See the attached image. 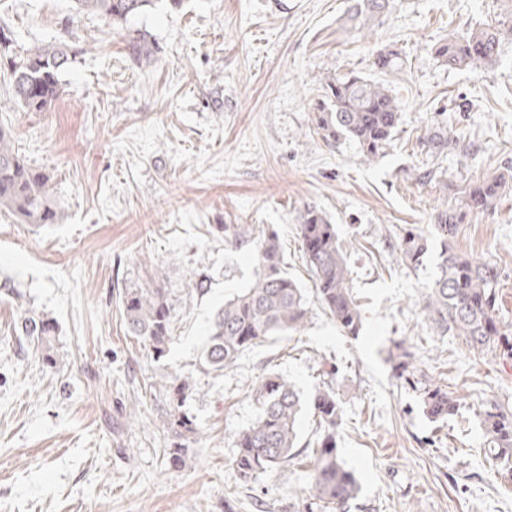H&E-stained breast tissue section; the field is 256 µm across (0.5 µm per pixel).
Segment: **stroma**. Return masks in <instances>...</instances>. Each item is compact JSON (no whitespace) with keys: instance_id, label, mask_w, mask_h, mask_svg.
I'll return each mask as SVG.
<instances>
[{"instance_id":"1","label":"stroma","mask_w":512,"mask_h":512,"mask_svg":"<svg viewBox=\"0 0 512 512\" xmlns=\"http://www.w3.org/2000/svg\"><path fill=\"white\" fill-rule=\"evenodd\" d=\"M354 0H154L114 25L74 15L72 0H0V27L26 46L78 49L44 112L11 101L0 122L31 167L49 173L62 215L29 226L0 213V512H322L309 452L240 485L237 441L258 415L252 386L276 373L302 397L333 386L338 454L371 512H512V481L490 455L483 412H512V362L469 352L421 314L422 272L395 261L403 228L427 233L436 206L459 208L471 184L512 170V0H389L364 27ZM506 33L495 66L454 69L434 50L485 25ZM152 65L128 48L139 33ZM405 64L389 75L377 50ZM384 83L400 106L385 152L365 160L330 143L316 106L329 77ZM449 138L440 149L432 135ZM336 226L363 316L344 333L310 303L305 328L244 353L223 375L200 370L217 308L254 278L252 247L224 225L276 232L289 275L312 290L297 227L307 210ZM457 252L497 264L499 312L512 326V190L468 216ZM162 289L173 316L165 357L125 331L123 292ZM53 318L54 364L19 330ZM405 342L425 376L460 401L434 422L389 355ZM190 379L196 432L169 465L171 411L156 382Z\"/></svg>"}]
</instances>
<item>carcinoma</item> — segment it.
<instances>
[{"label":"carcinoma","mask_w":512,"mask_h":512,"mask_svg":"<svg viewBox=\"0 0 512 512\" xmlns=\"http://www.w3.org/2000/svg\"><path fill=\"white\" fill-rule=\"evenodd\" d=\"M153 0H73L75 12L94 13L117 23L142 12ZM387 0H357L350 21L359 24L377 18ZM501 29L490 25L465 36H458L435 48L437 59L451 67L494 66L499 55ZM134 56L152 63L155 50L146 36L129 41ZM76 58L65 42L17 49L16 42L0 28V64L7 66L15 102L30 112H44L61 92L59 75ZM374 68L391 73L403 67L397 54L379 51ZM327 101L317 107V128L327 140L353 141L366 160L383 153L400 120V107L389 89L351 72L328 82ZM506 181L495 177L464 190V208L436 209L432 214L439 247L426 236L405 232L396 244L397 259L426 274L422 293L425 321L440 336H457L475 354L499 360H512V332L505 329L498 308L499 267L488 260L459 254L452 244L457 225L467 215L493 208ZM0 211L23 224H54L61 213V202L54 193L50 175L28 166L15 147L12 130L0 124ZM299 240L312 272L316 300L343 332L357 334L362 327L361 311L349 286V269L338 244L335 225L326 215L307 210L299 224ZM224 240L235 245H252L257 264L254 280L224 300L213 316L200 367L206 373H222L236 365L240 357L270 336H286L301 331L310 312L303 289L284 271V258L273 232L254 224L224 225ZM123 317L130 335L137 337L154 358L166 355L172 327L167 301L157 288L127 291L121 298ZM23 335L45 344L43 361L54 362L50 339L56 333L55 321L44 315L26 313L20 317ZM399 377L420 391L426 417L445 420L459 408V399L448 386L415 374L412 353L404 344L392 355ZM190 390L186 381L169 387L171 414L168 426L177 441L167 449L169 464L182 466L188 452L187 434L194 432L192 421L182 412ZM253 392L261 404L258 419L244 430L237 441L233 465L239 481L246 485L261 473L272 472L300 452L298 421L304 407L318 418V437L313 443L308 479L315 497L326 512H349L357 500L359 483L338 454L336 429L341 406L332 388H318L303 400L295 386L278 374H266ZM483 422L495 460L512 479V413L498 405L488 406Z\"/></svg>","instance_id":"cac0c4a2"}]
</instances>
